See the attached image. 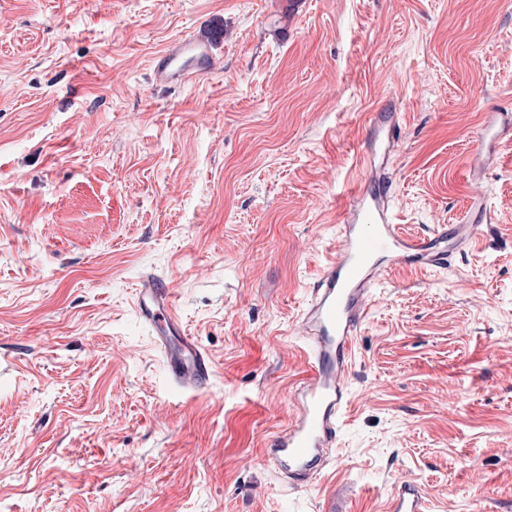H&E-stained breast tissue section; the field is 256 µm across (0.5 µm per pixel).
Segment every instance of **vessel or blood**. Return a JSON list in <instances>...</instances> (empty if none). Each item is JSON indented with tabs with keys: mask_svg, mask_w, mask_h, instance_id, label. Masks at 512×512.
I'll list each match as a JSON object with an SVG mask.
<instances>
[{
	"mask_svg": "<svg viewBox=\"0 0 512 512\" xmlns=\"http://www.w3.org/2000/svg\"><path fill=\"white\" fill-rule=\"evenodd\" d=\"M214 60L212 40L181 36L153 59L155 84H184ZM395 112L374 114L370 136L361 152L363 163L374 164L378 154L389 153L396 142ZM512 133V110H489L481 126L471 166L483 169ZM390 184L376 176L371 188H356L341 213L340 247L327 259L320 277L309 288L303 330L310 379L296 390L300 412L272 440L267 456L294 487L312 484L337 448L348 406L347 379L355 357V337L367 318L372 300L396 265L444 269L460 245L473 240L487 207L484 195L469 197L466 218L445 229L420 237L402 235L390 206ZM136 310L154 333L171 380L180 389L200 386L210 376L209 359L196 341L184 335L172 309V299L159 278L147 274L137 290ZM388 512H434L418 489L397 487L387 503Z\"/></svg>",
	"mask_w": 512,
	"mask_h": 512,
	"instance_id": "1",
	"label": "vessel or blood"
}]
</instances>
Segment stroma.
Listing matches in <instances>:
<instances>
[{
	"mask_svg": "<svg viewBox=\"0 0 512 512\" xmlns=\"http://www.w3.org/2000/svg\"><path fill=\"white\" fill-rule=\"evenodd\" d=\"M217 62L151 80L182 35ZM512 0H0V512H512ZM402 230L488 213L447 270L395 267L357 333L321 476L268 460L311 367L300 315L338 248L373 113ZM159 276L212 365L172 389L136 313ZM512 131V110H488L485 113L471 159L472 168L482 170L499 150L506 134ZM389 512H433L434 506L422 498L418 489L413 486L401 485L397 487L387 503Z\"/></svg>",
	"mask_w": 512,
	"mask_h": 512,
	"instance_id": "35a3bbf8",
	"label": "stroma"
}]
</instances>
